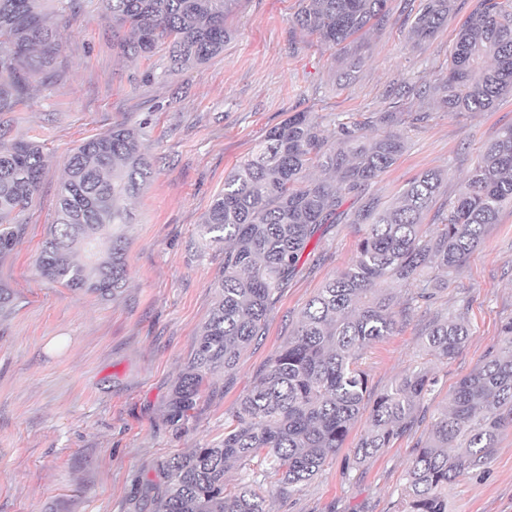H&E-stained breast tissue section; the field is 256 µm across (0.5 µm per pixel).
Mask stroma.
<instances>
[{"label": "stroma", "mask_w": 512, "mask_h": 512, "mask_svg": "<svg viewBox=\"0 0 512 512\" xmlns=\"http://www.w3.org/2000/svg\"><path fill=\"white\" fill-rule=\"evenodd\" d=\"M301 6V0H238L222 53L151 79L147 73L162 65L163 53L127 59L119 34L98 21V0H80L77 20L60 30L52 79L33 85L13 111L0 112L1 139L36 142L53 157L25 214L21 243L0 256V284L15 299L11 311L0 312V512H129L134 480L151 474L158 459L223 439L227 413L287 343L299 311L351 262L360 237L355 225H334L312 241L269 314L265 336L234 372L205 383L185 425L167 422L166 401L209 317L212 284L224 266L223 245L204 239L200 224L225 175L289 113H313L329 135L337 121L383 111L394 84H437L473 0H454L447 26L417 46L406 41L409 0H390L388 24L362 38L348 78L335 50L293 27ZM405 109L398 125L407 135L405 149L371 188L387 203L411 178L440 168L448 177L434 206L446 207L482 147L512 125V96L489 112H446L430 95L409 98ZM422 112L427 121L412 125ZM118 124L142 126L154 174L130 202L128 282L102 301L42 278L36 261L56 218L67 158L82 141ZM440 312L470 328L448 360L424 349ZM510 320L507 205L447 288L413 305L397 332L364 357L375 394L411 365L428 367L436 384L413 430L352 468V450L369 426L368 414H360L322 473L290 496L270 498V512H398L409 463L453 386L496 352L500 326ZM448 512H512V431L484 473L449 485Z\"/></svg>", "instance_id": "stroma-1"}]
</instances>
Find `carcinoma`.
Returning a JSON list of instances; mask_svg holds the SVG:
<instances>
[{
	"label": "carcinoma",
	"mask_w": 512,
	"mask_h": 512,
	"mask_svg": "<svg viewBox=\"0 0 512 512\" xmlns=\"http://www.w3.org/2000/svg\"><path fill=\"white\" fill-rule=\"evenodd\" d=\"M236 2L100 0L99 19L124 30L121 49L129 58L165 47L163 72L172 73L224 51ZM451 10L452 0H421L408 42L434 38ZM389 16L388 0H308L292 22L354 62L355 44ZM74 17V0H0V112L44 82L61 52L58 22ZM420 93L401 83L388 111L364 123L339 121L331 137L312 113L295 112L225 176L201 224L203 235L224 244V270L212 284L210 317L166 403L173 425L189 419L210 376L235 370L265 335L269 312L322 226L345 219L363 233L352 263L306 304L293 336L225 418L224 440L157 461L154 475L130 493L134 512H269L270 496H289L317 476L364 408L363 356L395 333L404 314L393 309L397 292L407 291L411 302L435 299L434 271L451 276L512 203V126L486 145L456 200L427 231L424 212L445 171L410 179L388 205L368 193L400 157L404 141L394 122L405 99ZM511 94L512 0H474L436 88L437 104L446 112H487ZM141 140V129L114 126L70 155L38 257L45 279L103 299L125 287L128 201L153 174ZM51 160L32 141L0 142V255L19 244L24 214ZM348 198L359 202L352 213L342 210ZM469 334L461 319L441 315L428 332L427 354L447 360ZM431 386L421 363L377 396L354 465L369 463L412 426ZM509 428L512 320L501 327L499 350L457 382L413 457L400 512H448V485L484 469ZM232 468L239 478L229 489L225 474Z\"/></svg>",
	"instance_id": "cac0c4a2"
}]
</instances>
